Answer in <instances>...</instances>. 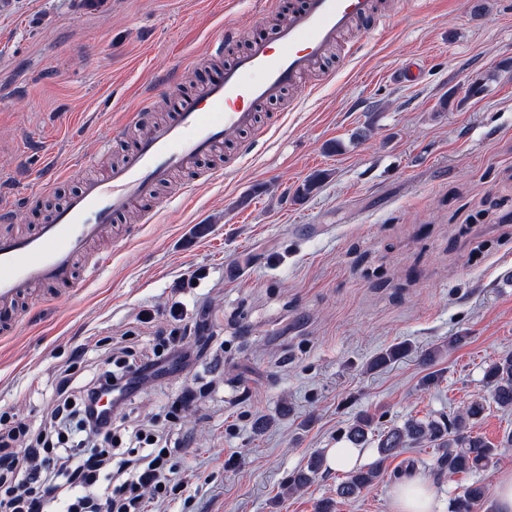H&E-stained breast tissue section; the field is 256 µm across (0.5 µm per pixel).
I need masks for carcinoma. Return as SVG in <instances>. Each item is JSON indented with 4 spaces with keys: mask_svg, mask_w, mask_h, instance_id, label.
Listing matches in <instances>:
<instances>
[{
    "mask_svg": "<svg viewBox=\"0 0 512 512\" xmlns=\"http://www.w3.org/2000/svg\"><path fill=\"white\" fill-rule=\"evenodd\" d=\"M486 380L491 385L490 396L502 410H512V352L497 359L487 370ZM486 410L481 398L472 400L464 411L438 420L410 419L401 426H393L379 434L378 458L371 465L351 472L337 487V495L345 500L357 497L376 483L385 472L384 463L402 449L427 444L436 450L433 473L438 479L459 473L483 470L494 463L498 449L474 434L476 422ZM371 420L360 415L348 431V439L359 446L368 441ZM322 467L318 455L310 457L307 467L289 480V489L299 491L307 487ZM486 489L475 482L463 488L453 499L450 512H473L475 506L486 502Z\"/></svg>",
    "mask_w": 512,
    "mask_h": 512,
    "instance_id": "1",
    "label": "carcinoma"
}]
</instances>
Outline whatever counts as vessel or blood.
Here are the masks:
<instances>
[{
  "mask_svg": "<svg viewBox=\"0 0 512 512\" xmlns=\"http://www.w3.org/2000/svg\"><path fill=\"white\" fill-rule=\"evenodd\" d=\"M383 34L377 0H295L285 22L255 36L224 68L205 73L196 98L173 110L129 151L122 164L87 179L43 224L25 235L0 233V329L14 327L18 302L39 284L73 285L75 260L114 217L135 208L178 171L232 134L253 128L257 106L323 64L354 23Z\"/></svg>",
  "mask_w": 512,
  "mask_h": 512,
  "instance_id": "obj_1",
  "label": "vessel or blood"
}]
</instances>
